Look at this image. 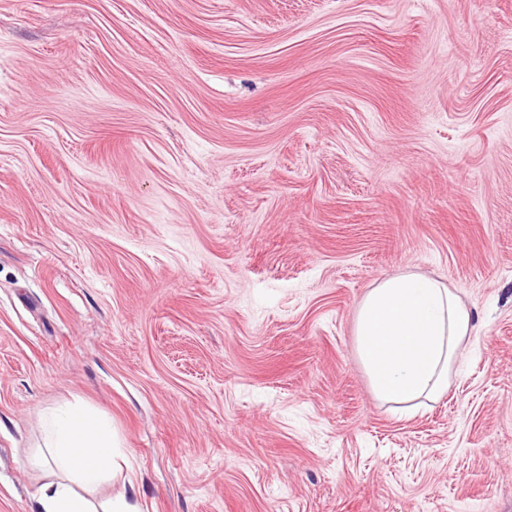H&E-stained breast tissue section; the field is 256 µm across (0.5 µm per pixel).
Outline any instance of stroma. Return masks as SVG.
Listing matches in <instances>:
<instances>
[{
  "label": "stroma",
  "instance_id": "stroma-1",
  "mask_svg": "<svg viewBox=\"0 0 512 512\" xmlns=\"http://www.w3.org/2000/svg\"><path fill=\"white\" fill-rule=\"evenodd\" d=\"M408 271L475 330L401 415ZM66 405L138 512H512V0H0V512ZM473 331L453 289L412 272L379 279L355 312L356 352L372 392L399 410L445 396Z\"/></svg>",
  "mask_w": 512,
  "mask_h": 512
}]
</instances>
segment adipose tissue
<instances>
[{"label":"adipose tissue","instance_id":"obj_1","mask_svg":"<svg viewBox=\"0 0 512 512\" xmlns=\"http://www.w3.org/2000/svg\"><path fill=\"white\" fill-rule=\"evenodd\" d=\"M474 331L470 311L441 280L417 273L379 279L360 300L356 352L375 397L408 410L445 396L458 357ZM50 471L36 495L38 512H137L126 497L98 504L95 488L112 474L115 441L104 419L77 407L45 420Z\"/></svg>","mask_w":512,"mask_h":512}]
</instances>
